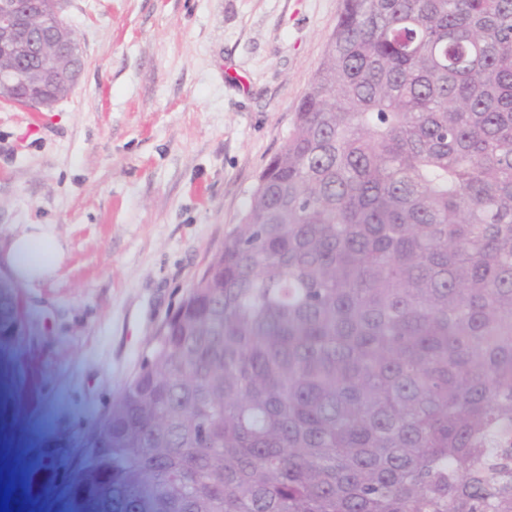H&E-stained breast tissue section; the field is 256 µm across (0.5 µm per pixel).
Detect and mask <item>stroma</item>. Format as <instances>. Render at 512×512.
<instances>
[{"label": "stroma", "mask_w": 512, "mask_h": 512, "mask_svg": "<svg viewBox=\"0 0 512 512\" xmlns=\"http://www.w3.org/2000/svg\"><path fill=\"white\" fill-rule=\"evenodd\" d=\"M341 0H70L84 70L52 110L0 106V273L50 225L65 257L18 284L0 345V470L16 512L70 507V461L238 224L293 127ZM11 288L10 283L1 288L0 340L17 339L22 335V306L17 296H11Z\"/></svg>", "instance_id": "stroma-1"}]
</instances>
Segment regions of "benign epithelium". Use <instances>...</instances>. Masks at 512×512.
I'll list each match as a JSON object with an SVG mask.
<instances>
[{
	"label": "benign epithelium",
	"instance_id": "7a95c632",
	"mask_svg": "<svg viewBox=\"0 0 512 512\" xmlns=\"http://www.w3.org/2000/svg\"><path fill=\"white\" fill-rule=\"evenodd\" d=\"M68 0H0V51L12 61L0 70V104L24 101L52 109L72 92L83 66L70 56L77 41L66 17Z\"/></svg>",
	"mask_w": 512,
	"mask_h": 512
}]
</instances>
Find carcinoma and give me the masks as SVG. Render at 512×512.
Wrapping results in <instances>:
<instances>
[{
  "instance_id": "1",
  "label": "carcinoma",
  "mask_w": 512,
  "mask_h": 512,
  "mask_svg": "<svg viewBox=\"0 0 512 512\" xmlns=\"http://www.w3.org/2000/svg\"><path fill=\"white\" fill-rule=\"evenodd\" d=\"M208 266L75 506L512 512V0H343Z\"/></svg>"
}]
</instances>
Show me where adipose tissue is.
I'll return each instance as SVG.
<instances>
[{
  "label": "adipose tissue",
  "mask_w": 512,
  "mask_h": 512,
  "mask_svg": "<svg viewBox=\"0 0 512 512\" xmlns=\"http://www.w3.org/2000/svg\"><path fill=\"white\" fill-rule=\"evenodd\" d=\"M64 255L62 243L48 225L32 224L11 240L6 258L16 278L30 281L55 271Z\"/></svg>",
  "instance_id": "1"
}]
</instances>
